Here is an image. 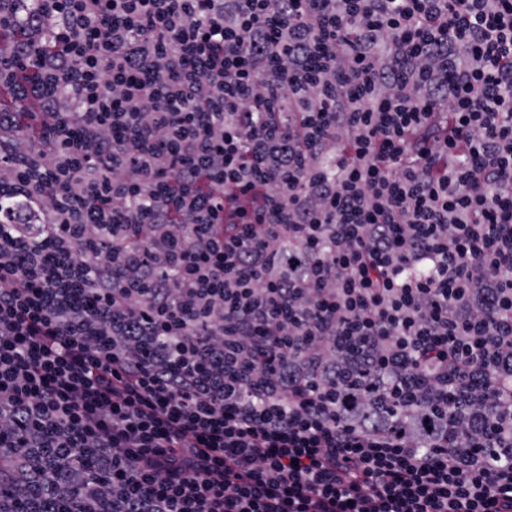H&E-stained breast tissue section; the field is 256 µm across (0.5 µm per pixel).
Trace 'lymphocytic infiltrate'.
Returning <instances> with one entry per match:
<instances>
[{
	"label": "lymphocytic infiltrate",
	"mask_w": 512,
	"mask_h": 512,
	"mask_svg": "<svg viewBox=\"0 0 512 512\" xmlns=\"http://www.w3.org/2000/svg\"><path fill=\"white\" fill-rule=\"evenodd\" d=\"M11 9L0 480L31 512H512V0Z\"/></svg>",
	"instance_id": "1"
}]
</instances>
